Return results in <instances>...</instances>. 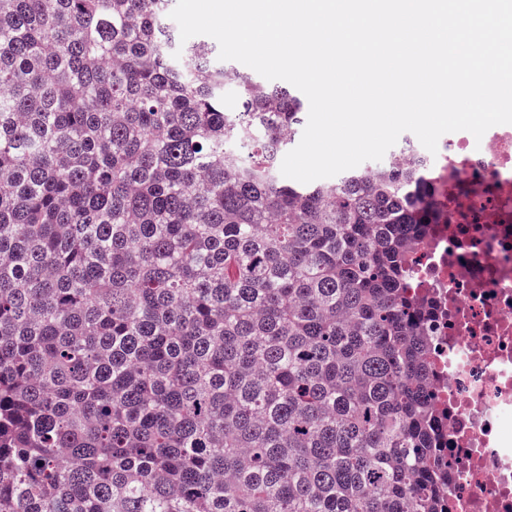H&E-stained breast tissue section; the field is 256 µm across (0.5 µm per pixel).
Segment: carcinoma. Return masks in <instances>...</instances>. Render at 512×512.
<instances>
[{"label": "carcinoma", "mask_w": 512, "mask_h": 512, "mask_svg": "<svg viewBox=\"0 0 512 512\" xmlns=\"http://www.w3.org/2000/svg\"><path fill=\"white\" fill-rule=\"evenodd\" d=\"M171 3L0 0V512H442L429 158L284 181L309 104Z\"/></svg>", "instance_id": "carcinoma-1"}]
</instances>
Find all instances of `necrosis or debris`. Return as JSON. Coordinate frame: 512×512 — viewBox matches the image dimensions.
Returning a JSON list of instances; mask_svg holds the SVG:
<instances>
[{"instance_id": "obj_1", "label": "necrosis or debris", "mask_w": 512, "mask_h": 512, "mask_svg": "<svg viewBox=\"0 0 512 512\" xmlns=\"http://www.w3.org/2000/svg\"><path fill=\"white\" fill-rule=\"evenodd\" d=\"M434 179L440 219L416 242L406 293L426 341L446 512H512V124L455 132Z\"/></svg>"}]
</instances>
